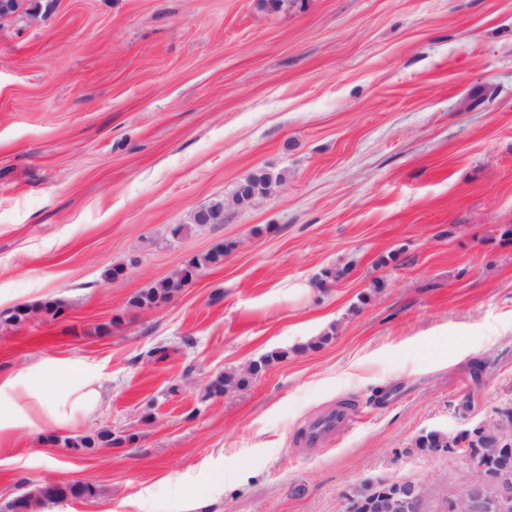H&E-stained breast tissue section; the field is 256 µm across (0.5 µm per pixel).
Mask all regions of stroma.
<instances>
[{"mask_svg": "<svg viewBox=\"0 0 512 512\" xmlns=\"http://www.w3.org/2000/svg\"><path fill=\"white\" fill-rule=\"evenodd\" d=\"M262 170L282 182L236 205ZM218 200L223 223L194 224ZM53 300L67 319L0 327V377L79 364L104 402L60 437L136 439L76 456L33 428L0 438V512L49 477L100 494L45 512H343L368 477L459 488L467 460L403 450L512 404V0H27L0 23V311ZM343 400L352 427L306 445ZM181 290V282L166 277L162 280L152 283L130 298L132 308L138 309L144 305H159L169 302ZM284 356V352H271L260 360L254 361L248 372L232 371L217 376L205 388L204 398L211 399L220 397L224 395L225 391L230 392L247 386L250 380L264 370L267 365L275 360L283 358Z\"/></svg>", "mask_w": 512, "mask_h": 512, "instance_id": "1", "label": "stroma"}]
</instances>
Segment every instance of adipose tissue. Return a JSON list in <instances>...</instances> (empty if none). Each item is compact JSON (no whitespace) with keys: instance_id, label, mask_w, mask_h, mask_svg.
I'll return each instance as SVG.
<instances>
[{"instance_id":"adipose-tissue-1","label":"adipose tissue","mask_w":512,"mask_h":512,"mask_svg":"<svg viewBox=\"0 0 512 512\" xmlns=\"http://www.w3.org/2000/svg\"><path fill=\"white\" fill-rule=\"evenodd\" d=\"M102 402L97 374L40 362L0 379V435L31 427L69 428L94 417Z\"/></svg>"}]
</instances>
